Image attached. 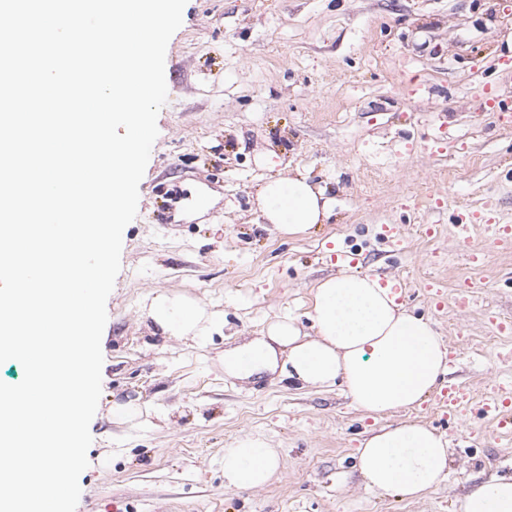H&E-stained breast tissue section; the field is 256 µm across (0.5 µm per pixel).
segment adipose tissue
Wrapping results in <instances>:
<instances>
[{
  "mask_svg": "<svg viewBox=\"0 0 512 512\" xmlns=\"http://www.w3.org/2000/svg\"><path fill=\"white\" fill-rule=\"evenodd\" d=\"M260 216L285 236L307 234L329 221L335 201L304 175L266 180L257 196ZM149 316L164 336H204L214 324L192 301L152 298ZM308 317L311 332L294 318L268 323L260 336L225 352L224 372L246 378L280 372L307 386L343 382L354 407L372 416L420 405L448 369V348L434 324L409 313L391 288L371 274L343 273L319 282ZM366 485L415 499L448 476L447 438L422 424L374 430L357 454ZM275 449L245 437L224 450V486L261 487L279 469ZM459 512H512V478H492L459 502Z\"/></svg>",
  "mask_w": 512,
  "mask_h": 512,
  "instance_id": "adipose-tissue-1",
  "label": "adipose tissue"
}]
</instances>
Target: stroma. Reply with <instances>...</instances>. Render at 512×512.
<instances>
[{
    "label": "stroma",
    "mask_w": 512,
    "mask_h": 512,
    "mask_svg": "<svg viewBox=\"0 0 512 512\" xmlns=\"http://www.w3.org/2000/svg\"><path fill=\"white\" fill-rule=\"evenodd\" d=\"M512 0H188L165 58L159 135L125 228L107 300L102 392L76 512H456L458 499L512 477V444L469 414L443 420L432 399L378 418L343 385L271 374L225 376V349L278 316L309 327L312 292L339 274L336 252L400 281L401 303L436 325L453 379L481 394L512 380V335L487 345V313L512 315V253L487 230L512 225V121L501 83L512 65ZM274 165L259 166L260 153ZM328 186L335 214L292 239L258 223L268 178ZM475 227L461 232L458 215ZM400 224L401 244L381 227ZM483 251L484 268L470 251ZM466 279L488 286L460 311ZM447 301L435 309L428 282ZM197 302L222 324L204 340L158 334L151 298ZM140 407L127 420L113 404ZM418 422L451 439L448 478L417 500L368 488L356 467L368 430ZM251 436L275 448L265 486L226 489L224 450Z\"/></svg>",
    "instance_id": "35a3bbf8"
}]
</instances>
